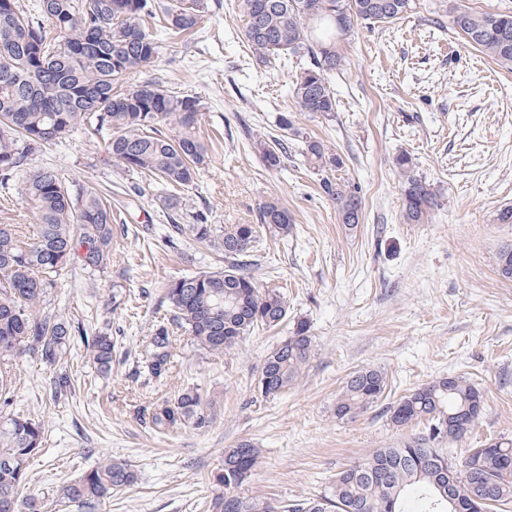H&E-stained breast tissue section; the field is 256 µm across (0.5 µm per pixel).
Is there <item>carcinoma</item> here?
Wrapping results in <instances>:
<instances>
[{
  "label": "carcinoma",
  "instance_id": "cac0c4a2",
  "mask_svg": "<svg viewBox=\"0 0 512 512\" xmlns=\"http://www.w3.org/2000/svg\"><path fill=\"white\" fill-rule=\"evenodd\" d=\"M415 0H242L243 37L262 63L304 53L310 63L292 82V98L301 112L325 118L336 112L330 73L344 65L342 44L362 20L392 24L412 11ZM211 9L210 0H0V187L18 178L33 223L0 224V512H50L74 506L90 512L139 481V473L121 459L103 458L81 476L66 480L50 499L23 493L29 461L42 449L44 425L33 415L13 413L8 402L15 384L14 365L36 356L51 366L67 358L77 332L93 364L112 367L114 343L107 332L83 334L47 307L63 271L75 263L99 271L112 259L116 231L112 208L90 182L71 189L64 175L33 166L30 156L66 138L78 126L91 135H107L113 162L131 175L155 179L158 189L192 186L209 166L208 149L197 136L205 104L198 96H175L145 83L114 92L128 74L153 67L161 55L160 26L172 38L196 31ZM452 27L468 45L512 68V12H477L456 7ZM277 126L301 139L303 157L322 173L320 188L336 207L341 223L354 227L362 217L361 199L332 171L343 159L323 142L294 127L282 112ZM260 159L277 169L286 152L277 140L253 141ZM402 177L403 218L420 224L437 206L429 183L417 176L408 153L396 157ZM189 223L170 225L167 245L188 238L224 256L220 271H202L170 281L162 296L170 318L155 325L143 347L141 367L161 380L172 363L174 331L209 354L237 348L258 328L288 320V302L277 288H260L251 273L259 233L286 237L293 223L276 200L262 203L256 224H211L206 210L186 212ZM500 278L512 281V247L496 258ZM313 347L310 326L300 320L266 356L257 392L278 397L308 362ZM386 390L376 369L353 374L336 400L339 419L364 412ZM483 395L460 376L440 377L415 389L393 407L399 425L425 423L424 430L401 443L378 448L336 473L324 494L276 502L247 489L260 465V451L243 441L224 451L213 475L221 488L212 512H448L432 507L453 495L481 512L512 505V440L490 439L472 448L465 465L484 475L494 494L485 501L483 484L463 470L448 476L452 459L446 444L465 438L483 411ZM155 432L182 427L202 431L215 420V406L200 388H184L175 398L141 410Z\"/></svg>",
  "mask_w": 512,
  "mask_h": 512
}]
</instances>
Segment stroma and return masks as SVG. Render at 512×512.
Returning <instances> with one entry per match:
<instances>
[{
  "instance_id": "obj_1",
  "label": "stroma",
  "mask_w": 512,
  "mask_h": 512,
  "mask_svg": "<svg viewBox=\"0 0 512 512\" xmlns=\"http://www.w3.org/2000/svg\"><path fill=\"white\" fill-rule=\"evenodd\" d=\"M457 1L416 0L395 23L355 24L346 63L330 75L336 112L328 119L297 111L291 97L306 54L268 67L255 60L238 0H215L195 35L164 39L159 62L122 85L128 91L156 81L206 105L199 135L211 163L175 198L210 207L214 224L255 223L260 203L272 198L293 216L287 240L254 248L258 286L280 289L290 321H307L313 336L308 363L277 398H260L255 386L278 331L256 332L221 356L183 335L166 378L138 372L143 339L166 313L160 299L168 281L216 270L217 258L187 240L181 250L196 256L189 264L162 245L170 219L156 186L124 174L104 138L88 139L79 128L32 155L33 165L97 185L129 232L113 242L106 269L72 266L50 296L71 325L111 332V371L100 373L78 341L62 367L28 355L16 363L13 409L45 423L29 468L31 491L53 494L112 456L140 479L97 512H209L212 472L225 449L247 440L261 450L253 487L281 501L312 498L358 458L418 433L420 424L392 423L393 406L448 375L464 377L485 399L477 426L451 445L456 461L487 439H512V281L496 273L499 250L512 245V224L497 219L512 206V70L456 35ZM282 112L342 156L335 175L362 201L356 228L340 224L298 141H289L279 169L264 167L252 141L280 136ZM402 152L438 198L422 224L401 215L395 158ZM363 368L384 372V396L354 418L337 419V396ZM61 369L74 388L56 400L50 387ZM188 386L215 401L211 427L160 434L142 423L143 406Z\"/></svg>"
}]
</instances>
